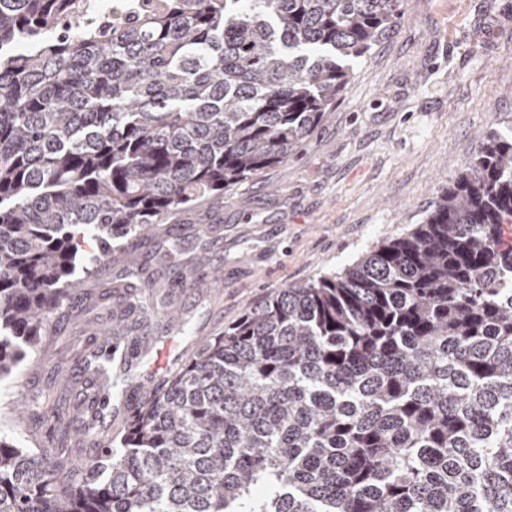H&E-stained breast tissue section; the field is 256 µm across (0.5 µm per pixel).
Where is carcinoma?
<instances>
[{
    "label": "carcinoma",
    "instance_id": "carcinoma-1",
    "mask_svg": "<svg viewBox=\"0 0 512 512\" xmlns=\"http://www.w3.org/2000/svg\"><path fill=\"white\" fill-rule=\"evenodd\" d=\"M402 0H157L100 30L78 0H0V379L77 266L283 163ZM512 134L492 128L423 221L282 288L142 394L0 424V512H512ZM119 326L96 354L112 371ZM49 422L44 421L41 415V410L37 407L31 408V415L29 416L26 435L23 439L28 448H41L38 447L41 441L44 440L46 431L48 430Z\"/></svg>",
    "mask_w": 512,
    "mask_h": 512
}]
</instances>
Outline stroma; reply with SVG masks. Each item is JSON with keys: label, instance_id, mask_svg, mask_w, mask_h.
<instances>
[{"label": "stroma", "instance_id": "obj_1", "mask_svg": "<svg viewBox=\"0 0 512 512\" xmlns=\"http://www.w3.org/2000/svg\"><path fill=\"white\" fill-rule=\"evenodd\" d=\"M327 118L288 160L223 196L131 235L81 278L41 343L0 381V408L32 403L27 447L48 424L35 402L60 400L71 425L93 376L97 338L146 294L157 314L126 315L156 369L154 386L193 352L279 289L355 263L408 233L489 129L512 132V0H403L399 18ZM205 287L180 284L183 268ZM190 326L192 335L182 333Z\"/></svg>", "mask_w": 512, "mask_h": 512}]
</instances>
